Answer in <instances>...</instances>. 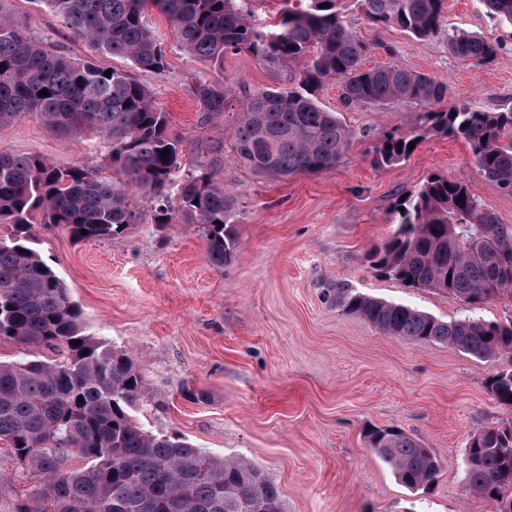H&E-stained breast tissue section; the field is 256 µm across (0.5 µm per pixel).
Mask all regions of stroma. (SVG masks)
<instances>
[{
  "label": "stroma",
  "mask_w": 512,
  "mask_h": 512,
  "mask_svg": "<svg viewBox=\"0 0 512 512\" xmlns=\"http://www.w3.org/2000/svg\"><path fill=\"white\" fill-rule=\"evenodd\" d=\"M30 32L76 59L90 55L43 0H0ZM346 24L372 47L366 66L396 65L447 82L454 104L512 111V24L491 18L482 0H447L445 23L498 44L495 59H455L443 38L422 42L397 26H372L358 0H339ZM148 23L164 42V72L136 71L169 116L183 169L207 162L237 201L240 246L231 264L206 255L201 225L152 220L154 202L136 190L140 214L121 240L75 241L55 224L33 233L43 259L82 307L88 333L131 353L147 383L135 418L147 431L177 433L196 447L254 464L278 486L282 512H494L467 486L463 457L472 433L512 422V407L485 388L495 369L445 343L382 335L320 297L322 282L402 303L450 322L465 314L457 298L375 275L367 251L396 229L395 205L434 173L467 177L481 204L512 224V194L486 180L461 140L431 136L410 158L379 169L377 135L408 134L416 104L346 105L337 81L318 101L354 129L344 161L318 175L265 176L236 159L232 129L245 94L293 87L296 67L273 73L251 53L223 64L202 61L176 41L165 14ZM223 86L222 116L205 123L187 91L190 80ZM0 150L39 155L61 168L84 164L112 177L110 145L101 137H66L31 115L0 128ZM205 392L206 401L188 399ZM399 428L438 459L437 484L411 492L370 450L365 432ZM0 449V512L42 483Z\"/></svg>",
  "instance_id": "obj_1"
}]
</instances>
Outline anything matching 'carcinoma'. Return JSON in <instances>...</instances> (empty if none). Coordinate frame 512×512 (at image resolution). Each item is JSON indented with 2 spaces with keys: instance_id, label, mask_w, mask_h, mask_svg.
Returning a JSON list of instances; mask_svg holds the SVG:
<instances>
[{
  "instance_id": "obj_1",
  "label": "carcinoma",
  "mask_w": 512,
  "mask_h": 512,
  "mask_svg": "<svg viewBox=\"0 0 512 512\" xmlns=\"http://www.w3.org/2000/svg\"><path fill=\"white\" fill-rule=\"evenodd\" d=\"M238 0H44L97 55L126 59L134 68L164 71V48L148 25L153 5L191 55L224 63L227 52L247 51L275 72L303 63L298 85L269 87L247 96L233 129L238 159L276 177L335 169L356 133L322 107L315 91L327 80L341 85L349 104L393 101L426 107L411 133H385L373 164L407 160L411 142L429 135L464 140L483 177L512 192V111L484 112L449 100L448 84L395 66H364L369 43L339 18L337 0H303L270 30L256 27ZM370 22L395 24L420 41L442 36L453 57L483 65L498 45L466 31L445 28V0H359ZM326 7H321V4ZM491 17L512 23V0H483ZM95 60L74 59L31 35L27 25L0 7V127L34 115L69 136L100 133L112 144V165L122 181L90 167L57 168L38 155L0 150V344L23 346L16 359L0 361V443L27 469L46 477L16 499L12 512H281L277 485L251 464L196 448L178 435L141 427L134 411L146 383L131 356L86 333L83 311L42 258L35 224L63 226L77 241L119 238L139 222L129 197L137 188L156 202L154 223L175 222L176 190L187 224H200L207 258L217 267L238 251L236 207L207 164L183 175L178 142L167 134L169 118L132 72ZM47 90L48 95L38 92ZM202 117L224 112L227 92L204 81L188 85ZM167 151V158L161 157ZM398 228L366 253L376 274L410 288L450 294L469 315L443 322L406 306L364 294L347 283L322 285L323 299L363 318L384 335L415 342H443L486 362L512 354V316L486 322L482 306L512 296V224L485 209L464 179L433 174L403 196ZM57 351L46 360L31 351ZM491 398L512 406V369L487 381ZM369 448L410 491H427L440 464L430 449L398 429H373ZM85 461L66 469V457ZM470 487L512 512V423L487 425L470 439L464 460Z\"/></svg>"
}]
</instances>
